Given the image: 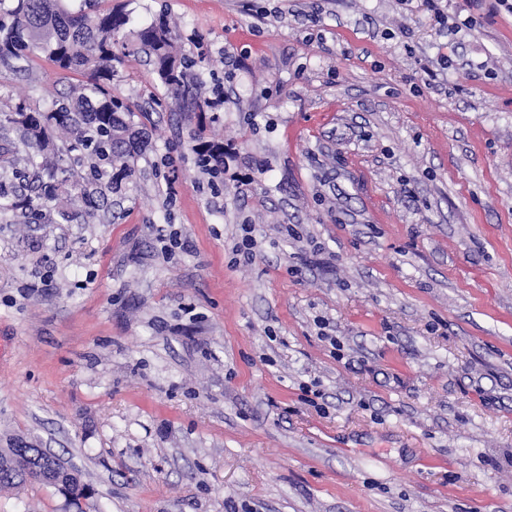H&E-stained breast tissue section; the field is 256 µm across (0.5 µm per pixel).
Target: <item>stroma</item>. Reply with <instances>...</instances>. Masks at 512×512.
I'll return each instance as SVG.
<instances>
[{
	"label": "stroma",
	"mask_w": 512,
	"mask_h": 512,
	"mask_svg": "<svg viewBox=\"0 0 512 512\" xmlns=\"http://www.w3.org/2000/svg\"><path fill=\"white\" fill-rule=\"evenodd\" d=\"M111 6L167 15L196 91L228 99L188 115L119 50L133 179L83 159L93 214L0 210V448L76 467L83 512H512V13ZM84 80L33 53L0 64V107ZM0 512L68 508L34 482ZM194 139V141L197 142V144L193 146V150L197 155V162H203L205 164L199 167L208 171V168L206 167L210 164L221 171V167H224V142L214 138L211 140H204L205 137L200 130L197 134H194Z\"/></svg>",
	"instance_id": "stroma-1"
}]
</instances>
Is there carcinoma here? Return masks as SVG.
I'll use <instances>...</instances> for the list:
<instances>
[{"label":"carcinoma","mask_w":512,"mask_h":512,"mask_svg":"<svg viewBox=\"0 0 512 512\" xmlns=\"http://www.w3.org/2000/svg\"><path fill=\"white\" fill-rule=\"evenodd\" d=\"M0 12L11 18L8 24L0 22L1 63L41 52L63 70H83L91 76L90 83L52 101L42 112H27L21 106L1 112L0 126L7 124L19 129L36 151L49 147L53 143L52 133L58 129L68 135L62 141L67 151L81 152L96 175L108 177V187L131 179L135 174L131 153L135 132L104 86V82L112 79V62L117 59L114 48L130 22L129 15L114 9L93 15L72 11L62 5V0H0ZM133 47L149 55L161 81L186 98L188 111L201 113L209 108L208 99L191 92V68L195 61L180 53L176 32L166 17L161 16L134 32ZM194 139L197 162L217 168L224 166L223 141L206 140L201 132ZM56 154L57 162L46 167L36 162L35 155H30L28 162L35 167L33 178L13 189L2 178L14 166V158L9 150H0V198L5 199V207L27 211L53 204L62 218L69 219V206L75 201L93 206L89 196L75 194L77 183L63 165V151L58 149ZM26 454L40 456L43 468L53 475L40 483L56 488L67 500L84 496L88 485L76 470L22 442L0 450L1 488H19L33 481L26 472Z\"/></svg>","instance_id":"carcinoma-1"}]
</instances>
